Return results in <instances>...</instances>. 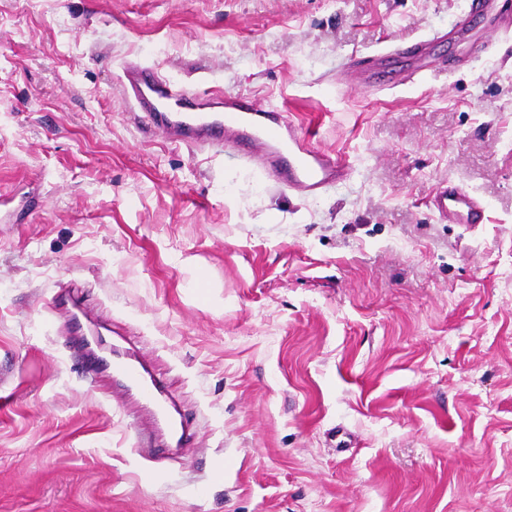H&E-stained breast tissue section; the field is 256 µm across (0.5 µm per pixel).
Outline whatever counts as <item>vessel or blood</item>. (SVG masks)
Here are the masks:
<instances>
[{"mask_svg": "<svg viewBox=\"0 0 512 512\" xmlns=\"http://www.w3.org/2000/svg\"><path fill=\"white\" fill-rule=\"evenodd\" d=\"M123 88L131 110L149 128L164 131L169 142L217 151L231 146L239 159L257 166L285 190L315 198L349 175L343 159L319 150L310 134L299 130L279 108L173 82L140 64L125 68ZM430 207L440 220L452 224L473 227L487 220L483 200L458 185L438 187ZM56 304L65 313L73 347L85 359L87 376L106 375L109 398L133 400L149 411L153 427L136 429V447H149L157 431L188 436L189 423L178 417L162 380L126 352L94 358L99 340L85 335L84 309L61 298Z\"/></svg>", "mask_w": 512, "mask_h": 512, "instance_id": "b4317fda", "label": "vessel or blood"}]
</instances>
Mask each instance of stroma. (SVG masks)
<instances>
[{
	"instance_id": "35a3bbf8",
	"label": "stroma",
	"mask_w": 512,
	"mask_h": 512,
	"mask_svg": "<svg viewBox=\"0 0 512 512\" xmlns=\"http://www.w3.org/2000/svg\"><path fill=\"white\" fill-rule=\"evenodd\" d=\"M498 16L512 0H0V512H512ZM428 37L422 79L355 65ZM131 61L283 108L350 180L311 200L142 133ZM445 181L487 223L439 220ZM61 295L166 382L188 447H134Z\"/></svg>"
}]
</instances>
